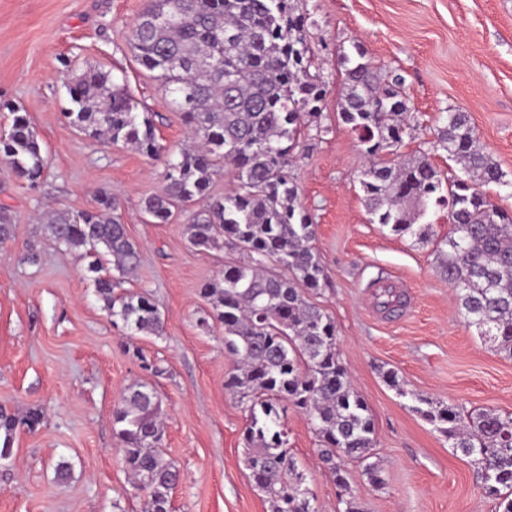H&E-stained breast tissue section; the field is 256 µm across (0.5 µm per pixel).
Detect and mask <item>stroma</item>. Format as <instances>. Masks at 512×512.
I'll return each instance as SVG.
<instances>
[{
    "mask_svg": "<svg viewBox=\"0 0 512 512\" xmlns=\"http://www.w3.org/2000/svg\"><path fill=\"white\" fill-rule=\"evenodd\" d=\"M146 5L0 0V131L11 123L8 105L20 107L48 159L35 187L0 164V204L13 215V237L0 243V407L44 414L36 431L14 435L13 464L0 468V512H143L112 431L114 405L140 383L162 401V451L180 470L170 512H268L243 464L245 414L224 389L233 367L224 329L198 325L208 308L200 288L225 257L186 243L184 226L200 203L184 206L172 223H150L142 201L159 191L162 164L126 145L87 139L64 117L66 81L98 67L125 80L140 108L155 113L161 143L186 141L160 82L130 50ZM304 8L328 85L322 123L329 131L301 143L292 168L328 275L313 301L334 318L341 361L372 411L382 478L373 486L361 464L349 461L350 492L361 512H496L469 460L412 406L421 395L512 414V356L459 314L433 242L370 223L358 183L366 159L336 115V52L360 43L376 64L404 77L413 126L404 156L425 152L444 175L457 173L431 142L441 117L459 109L512 180V0H305ZM103 192L118 196L120 220L140 249L124 288L152 294L161 335L130 338L114 326L87 260L58 245L38 220L52 207L93 209ZM32 240L41 250L36 266L23 260ZM384 288L396 289L404 307L384 313L377 304ZM144 360L160 374L143 370ZM388 370L406 396L384 381ZM283 421L318 512H342L308 418L291 408ZM62 460L71 465L64 481L55 477Z\"/></svg>",
    "mask_w": 512,
    "mask_h": 512,
    "instance_id": "stroma-1",
    "label": "stroma"
}]
</instances>
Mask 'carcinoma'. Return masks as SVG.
<instances>
[{
	"label": "carcinoma",
	"instance_id": "carcinoma-1",
	"mask_svg": "<svg viewBox=\"0 0 512 512\" xmlns=\"http://www.w3.org/2000/svg\"><path fill=\"white\" fill-rule=\"evenodd\" d=\"M303 0H149L132 27L136 61L156 74L174 111L189 126L193 144L165 146L154 115L111 73L90 68L66 82L68 123L93 139L130 146L163 160L162 190L143 201L154 224H169L179 207L199 200L206 208L185 225L189 245L236 256L220 276L205 282L210 305L200 318L224 327V351L234 368L224 389L244 405V465L270 512H316L307 475L290 454L282 422L284 406L305 413L317 437L321 463L349 492L345 462H368L376 445L371 410L356 393L337 350L333 317L310 301L327 274L314 245L316 224L290 174L303 118L321 125L328 87L308 39ZM338 51L342 89L339 119L357 137L368 160L359 177L370 222L399 237L430 240L422 223L430 208L448 213V234L436 243L439 268L453 289L466 323L499 350L512 353V210L490 199L489 185L512 187L480 143L469 116L442 117L433 148L448 153L465 177L444 178L426 154L381 162L396 154L408 134L404 81L374 63L360 44ZM0 135V162L18 178L37 183L47 158L27 113L13 106ZM233 171L234 185L210 197L214 174ZM118 199L99 195L93 210L45 215L55 241L89 257L93 285L112 316L131 334L158 335L163 320L148 292L115 293L134 273L139 252L117 215ZM415 411L469 458L484 493L498 512H512V414L472 412L418 398ZM38 408L24 414L0 409V463L12 460L14 432L35 431ZM112 426L127 471L145 494L144 512H170L176 465L159 451L163 410L155 390L129 389L112 410Z\"/></svg>",
	"mask_w": 512,
	"mask_h": 512
}]
</instances>
